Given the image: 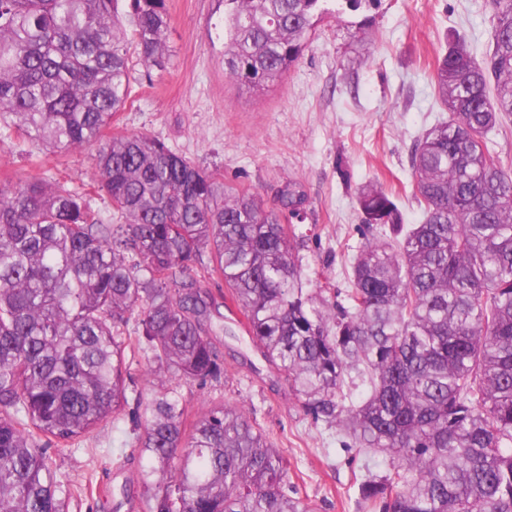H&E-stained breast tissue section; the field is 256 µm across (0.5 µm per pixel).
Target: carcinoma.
Returning a JSON list of instances; mask_svg holds the SVG:
<instances>
[{
  "label": "carcinoma",
  "instance_id": "cac0c4a2",
  "mask_svg": "<svg viewBox=\"0 0 512 512\" xmlns=\"http://www.w3.org/2000/svg\"><path fill=\"white\" fill-rule=\"evenodd\" d=\"M128 2L126 30L120 2ZM323 0H224L225 76L279 82ZM166 0H0V121L50 152L100 141L129 99L132 55L162 66ZM448 119L411 150L423 220L362 187L350 287L309 288L298 236L254 196L144 134L106 141L95 183L126 219L32 178L0 184V512H65L91 491L47 454L129 403L146 512H310L288 459L243 404L188 421L177 389L142 400L129 369L218 381L224 281L252 341L315 420L389 457L370 512H512V168L487 135L512 114V0H495L482 59L459 40L438 60ZM135 326H130V323ZM365 387L359 401L347 381ZM179 464H173L174 459Z\"/></svg>",
  "mask_w": 512,
  "mask_h": 512
}]
</instances>
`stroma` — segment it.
I'll list each match as a JSON object with an SVG mask.
<instances>
[{
  "instance_id": "35a3bbf8",
  "label": "stroma",
  "mask_w": 512,
  "mask_h": 512,
  "mask_svg": "<svg viewBox=\"0 0 512 512\" xmlns=\"http://www.w3.org/2000/svg\"><path fill=\"white\" fill-rule=\"evenodd\" d=\"M168 9L166 63L132 61L131 97L105 137L148 135L226 186L260 196L285 224L293 220L280 196L295 184L304 195L297 223L304 275L347 288L363 230L362 186L381 185L405 223L421 222L409 155L414 140L448 116L435 85L437 60L455 39L486 55L494 0H378L366 27L359 16L328 11L296 65L261 90L224 74V0H168ZM95 153L90 146L50 154L0 127V183L60 178L85 193L102 223H122L108 195L91 187ZM222 312L227 332L217 345L226 375L178 383L190 416L245 404L287 458L313 512H361L358 483L384 472L388 457L357 453L348 436L315 421L254 346L237 303L225 298ZM140 424L128 406L73 447H49L73 480L95 487L67 512H143Z\"/></svg>"
}]
</instances>
